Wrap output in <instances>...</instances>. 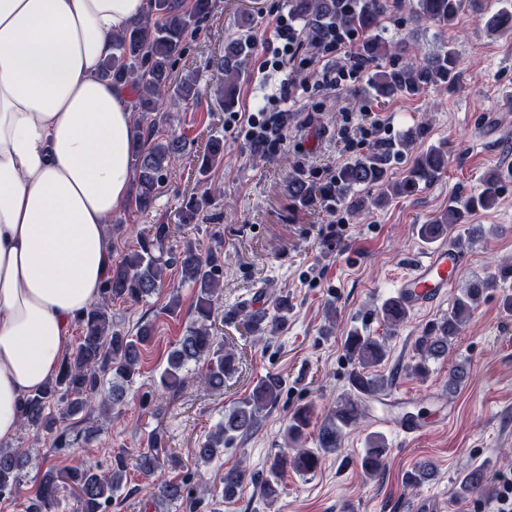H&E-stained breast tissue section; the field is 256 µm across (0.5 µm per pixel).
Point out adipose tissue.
Segmentation results:
<instances>
[{
  "instance_id": "ef3b65f1",
  "label": "adipose tissue",
  "mask_w": 512,
  "mask_h": 512,
  "mask_svg": "<svg viewBox=\"0 0 512 512\" xmlns=\"http://www.w3.org/2000/svg\"><path fill=\"white\" fill-rule=\"evenodd\" d=\"M147 0H0V442L110 273L134 114L101 76Z\"/></svg>"
}]
</instances>
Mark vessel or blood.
I'll return each instance as SVG.
<instances>
[{
    "label": "vessel or blood",
    "mask_w": 512,
    "mask_h": 512,
    "mask_svg": "<svg viewBox=\"0 0 512 512\" xmlns=\"http://www.w3.org/2000/svg\"><path fill=\"white\" fill-rule=\"evenodd\" d=\"M467 256L461 248L439 243L426 255L413 260L408 272L397 284V296L409 309H424L442 299L449 286L457 280ZM388 424L400 437L413 439L422 436L430 426L427 418L391 416Z\"/></svg>",
    "instance_id": "1"
}]
</instances>
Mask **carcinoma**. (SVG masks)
<instances>
[{
    "instance_id": "obj_1",
    "label": "carcinoma",
    "mask_w": 512,
    "mask_h": 512,
    "mask_svg": "<svg viewBox=\"0 0 512 512\" xmlns=\"http://www.w3.org/2000/svg\"><path fill=\"white\" fill-rule=\"evenodd\" d=\"M292 15L304 20L305 37L312 42L332 28L368 32L376 27L388 11V0H360L350 7L343 0H288ZM468 7L492 33L512 31V5L503 4L495 12L487 13L485 0H415L412 13L441 27L452 25L463 8ZM213 8L212 0H193L192 7L183 9L181 0H148L147 15L123 31L112 35L116 53L101 66V73L134 92L132 111L135 115L133 169L135 210L149 215L168 180L172 166L186 149V141L179 136L142 144L144 138L141 118L155 111L164 98L176 101H197L198 76L189 74L173 81V57L183 42ZM246 31L224 44L220 68L224 82L216 89L224 106L235 104L239 84L244 77V64L255 48L248 31L249 22L243 21ZM358 57L363 61L389 60V66L373 76L376 96L381 101L398 95H413L424 86L448 88L456 81L457 55L453 48L443 47L440 52L416 57L410 45L402 39L385 40L369 36L359 45ZM402 150L384 148L363 156L336 175V201L346 202L350 213L364 212L367 203L385 204L393 196L407 197L423 186L435 182L448 167V152L431 147L415 155L411 165L396 182L388 180L392 159ZM224 154V141H208L198 167V173L207 177L210 168ZM503 175L497 171L488 174L481 193L462 203H454L440 216L420 227L423 240L432 243L443 239L456 224L466 223L470 211L493 207L500 194ZM294 197L308 202L317 189L295 175L289 184ZM359 187L377 190L374 197L354 196ZM221 188L203 184L200 193L191 196L186 209L200 212L211 205ZM138 248L128 252L112 264L101 298L78 318L81 328L80 342L61 362L55 380L44 390L28 397L23 404L22 428L37 436L52 439L58 448L71 447L79 440H87L96 432L94 427L77 429L75 416L85 414L89 419L112 422L124 415L127 393L141 375L142 355L153 344L156 327L149 320L139 323L130 332L119 327L112 319L111 306L117 300L136 305L144 304L167 283L168 271L176 267L181 284L194 290V302L186 312L185 330L167 353L166 366L160 373L155 392L161 396L180 389L189 378L190 365H202L195 375L213 391L224 390L226 380L237 372L234 350L226 347L213 333L212 321L216 305L223 293L224 262L220 247L202 251L197 242L185 240L174 245L168 224H150L136 230ZM512 276V269L502 268L497 273L476 279L454 297L448 315L432 325L415 344L412 363L406 367L411 375H427L431 360L448 356V351L461 326L471 317L477 302L498 282ZM288 300L279 299L273 311L265 308L249 310L245 307L227 315V319L241 326L244 332L259 340L273 337L287 326ZM381 322L392 331L409 316L395 297L388 298L380 308ZM345 351L354 365L350 375V392L336 402L321 421L316 434V447L292 449L273 457L266 474L247 477L240 467L224 471L222 499L231 501L242 491L246 479L259 480L262 500L273 502L280 497L282 476L293 470L307 474L321 467L327 454L340 448L344 429L366 417V402L377 397L388 384V379L373 372L384 361L387 350L385 337L364 336L353 332L345 339ZM112 376V388H104V377ZM284 379L272 373L258 381L251 393L241 402L224 412V418L199 440L193 449L195 464H207L222 453L224 447L237 437H245L258 426L262 413L274 407L283 390ZM315 409L304 405L295 409L288 418L287 433L291 441L304 442L306 430L314 418ZM162 436L154 432L148 447L130 459L120 450L112 455L107 467H86L81 464L65 469L46 466L37 490L21 496L29 464L45 466L46 459L20 453L0 446V498L23 497V512H54L58 494L67 484L76 490L74 512H105L112 497L127 484L131 471L148 478L162 467L157 448ZM387 454L385 440L380 435L368 438L360 467L368 479L376 478ZM488 488L486 471L477 466L463 475L455 489L459 499H472ZM192 489L185 481H165L146 489L147 506L154 512H165L168 506L192 499Z\"/></svg>"
}]
</instances>
